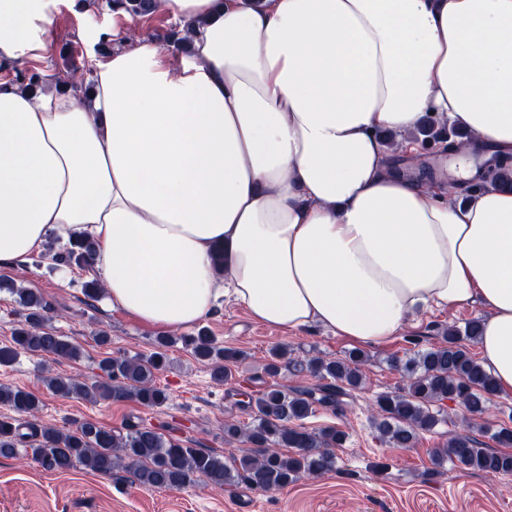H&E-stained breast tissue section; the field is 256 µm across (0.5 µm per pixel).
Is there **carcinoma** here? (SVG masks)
Masks as SVG:
<instances>
[{"mask_svg":"<svg viewBox=\"0 0 512 512\" xmlns=\"http://www.w3.org/2000/svg\"><path fill=\"white\" fill-rule=\"evenodd\" d=\"M109 6L141 17L154 13L155 0H109ZM165 41L177 51L187 50V38L179 25L170 29ZM420 136L422 144L454 147L453 132L434 120L421 127ZM490 185L512 189L508 158H496ZM92 254L91 242L78 241L54 259L88 266ZM8 291L18 296L27 316L25 323L13 330L11 345L0 347V366L11 364L22 353H46L58 361L79 356L76 344L43 327L47 303L42 295L13 283ZM480 334L481 320L472 319L462 331L454 326L444 329L431 347L405 360H390L404 385L376 400L372 424L382 442L393 448L413 447L420 433L430 432L444 421L441 414L431 410L435 403L454 401L472 417L484 413L496 396V386L467 348V343L476 341ZM187 342L197 359L212 362L216 381L229 380V364L239 359L238 350L218 346L205 329L188 337ZM166 359V353L159 351L146 359L108 357L99 363L101 374L90 380L56 373L43 377V382L63 397L76 396L89 402L134 399L144 406L158 407L166 402L167 393L155 385L154 376ZM365 363L366 355L360 350L338 360L311 357L298 361L285 347L273 349L265 367L268 375L276 376L284 369L296 375L307 373L317 383L289 390L273 385L261 394H247L242 406L252 421L245 426L224 422L225 441L243 440L254 448V453L238 459L188 447L182 440L144 425L129 424L122 432L88 421L72 431L39 426L28 418L36 416L41 400L30 391L0 386V405L14 412L10 418H0V458L15 457L20 445L36 437L39 443L31 449L32 459L47 470L65 472L77 462L103 475L123 470L148 490L179 489L197 480L214 488L245 485L262 493L281 489L336 468L335 449L343 446L347 434L334 426L309 430L304 420L319 408L343 414L347 399L363 383ZM431 456L437 467L449 462L461 470L485 475L512 474V453L482 447L471 431L453 435L443 447L432 449Z\"/></svg>","mask_w":512,"mask_h":512,"instance_id":"carcinoma-1","label":"carcinoma"}]
</instances>
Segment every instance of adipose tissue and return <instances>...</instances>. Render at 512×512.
Returning a JSON list of instances; mask_svg holds the SVG:
<instances>
[{
	"label": "adipose tissue",
	"instance_id": "adipose-tissue-1",
	"mask_svg": "<svg viewBox=\"0 0 512 512\" xmlns=\"http://www.w3.org/2000/svg\"><path fill=\"white\" fill-rule=\"evenodd\" d=\"M59 3L0 0V63L51 55ZM156 5L192 22L189 53L140 39L85 90L0 79V271L86 239L144 324L195 326L228 294L371 345L477 306L480 363L512 392V192L455 204L388 173L377 136L428 113L512 157V0Z\"/></svg>",
	"mask_w": 512,
	"mask_h": 512
}]
</instances>
